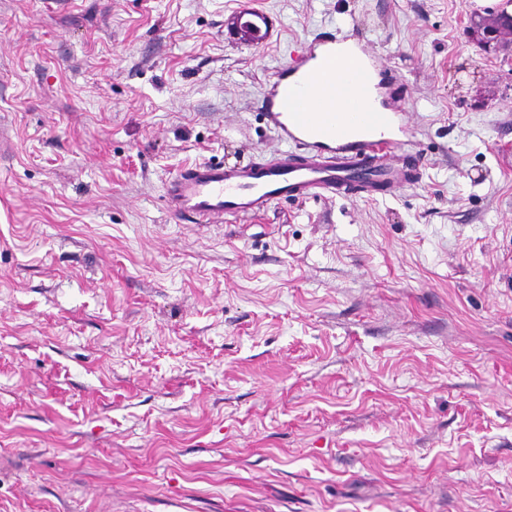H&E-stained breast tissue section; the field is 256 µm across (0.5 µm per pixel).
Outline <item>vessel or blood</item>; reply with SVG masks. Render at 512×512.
<instances>
[{
	"label": "vessel or blood",
	"mask_w": 512,
	"mask_h": 512,
	"mask_svg": "<svg viewBox=\"0 0 512 512\" xmlns=\"http://www.w3.org/2000/svg\"><path fill=\"white\" fill-rule=\"evenodd\" d=\"M226 29L253 46L268 41L272 20L261 9L235 11ZM404 101L400 80L378 68L361 38L318 40L299 63L274 74L262 101L284 150L246 164H191L169 183L168 208L207 224L260 214L275 199L393 195L398 174L422 175L407 150Z\"/></svg>",
	"instance_id": "obj_1"
}]
</instances>
